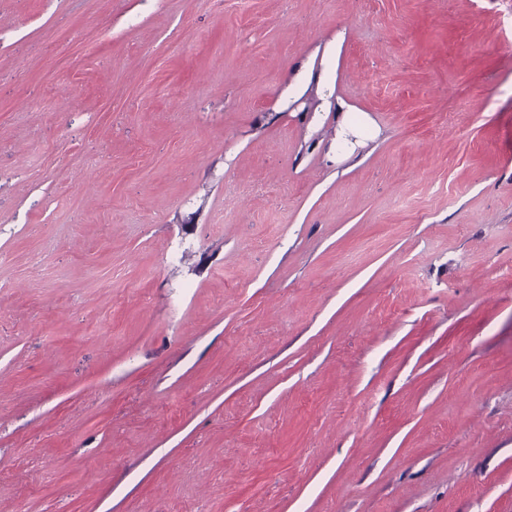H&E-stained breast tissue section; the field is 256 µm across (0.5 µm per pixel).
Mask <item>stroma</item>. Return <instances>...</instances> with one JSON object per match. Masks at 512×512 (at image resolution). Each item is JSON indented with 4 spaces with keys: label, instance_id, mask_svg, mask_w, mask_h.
<instances>
[{
    "label": "stroma",
    "instance_id": "1",
    "mask_svg": "<svg viewBox=\"0 0 512 512\" xmlns=\"http://www.w3.org/2000/svg\"><path fill=\"white\" fill-rule=\"evenodd\" d=\"M0 253V512H512V0H0Z\"/></svg>",
    "mask_w": 512,
    "mask_h": 512
}]
</instances>
